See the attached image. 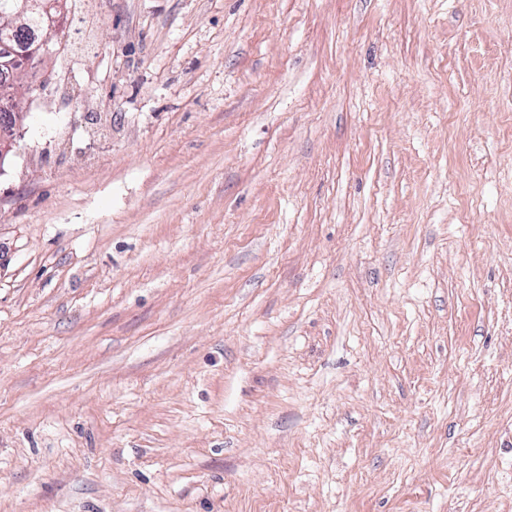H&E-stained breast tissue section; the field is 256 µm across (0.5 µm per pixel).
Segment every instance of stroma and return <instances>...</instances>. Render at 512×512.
Instances as JSON below:
<instances>
[{"label": "stroma", "instance_id": "1", "mask_svg": "<svg viewBox=\"0 0 512 512\" xmlns=\"http://www.w3.org/2000/svg\"><path fill=\"white\" fill-rule=\"evenodd\" d=\"M0 166V512H512V0H81Z\"/></svg>", "mask_w": 512, "mask_h": 512}]
</instances>
